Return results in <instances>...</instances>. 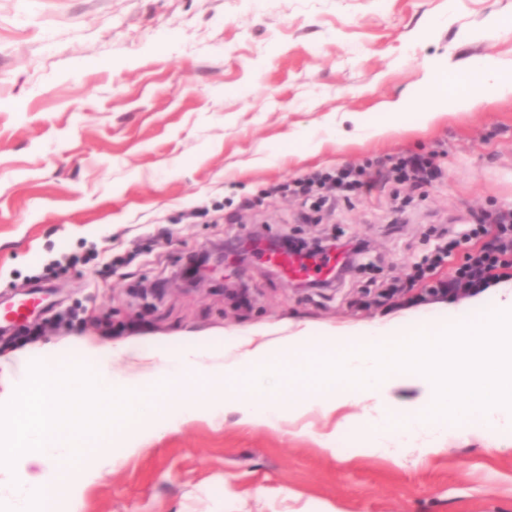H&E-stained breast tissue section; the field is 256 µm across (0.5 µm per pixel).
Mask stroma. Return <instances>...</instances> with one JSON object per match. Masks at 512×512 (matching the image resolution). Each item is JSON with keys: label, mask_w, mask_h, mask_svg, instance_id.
<instances>
[{"label": "stroma", "mask_w": 512, "mask_h": 512, "mask_svg": "<svg viewBox=\"0 0 512 512\" xmlns=\"http://www.w3.org/2000/svg\"><path fill=\"white\" fill-rule=\"evenodd\" d=\"M512 0H0V362L88 337L175 350L395 319L439 321L494 284L440 293L462 256L410 280L438 232L512 207V96L427 126L435 67H512ZM392 123L388 133L368 128ZM439 153L443 177L382 182L336 209L272 193L316 171ZM340 235L367 249L342 282L299 291L263 259L189 290L180 268L252 232ZM155 300H141L147 287ZM363 405L276 427L199 418L87 486L54 485L57 512H512V447L470 435L446 451L359 454L336 431Z\"/></svg>", "instance_id": "obj_1"}]
</instances>
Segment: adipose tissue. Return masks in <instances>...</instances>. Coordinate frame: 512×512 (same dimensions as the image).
I'll return each instance as SVG.
<instances>
[{
	"label": "adipose tissue",
	"instance_id": "1",
	"mask_svg": "<svg viewBox=\"0 0 512 512\" xmlns=\"http://www.w3.org/2000/svg\"><path fill=\"white\" fill-rule=\"evenodd\" d=\"M479 84L496 96L512 95V70L486 57L473 60L463 78L449 75L444 70L432 71L428 76V92L437 104L436 109L413 114L409 111V103L399 101L390 104L389 112L394 116L412 114L416 123L425 125L434 121L446 108L459 112L475 108L479 103L475 87Z\"/></svg>",
	"mask_w": 512,
	"mask_h": 512
}]
</instances>
